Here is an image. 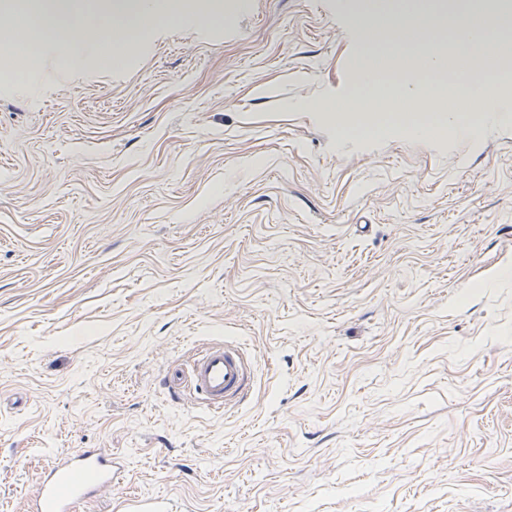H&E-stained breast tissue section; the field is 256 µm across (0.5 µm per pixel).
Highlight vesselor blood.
<instances>
[{"label": "vessel or blood", "instance_id": "1", "mask_svg": "<svg viewBox=\"0 0 512 512\" xmlns=\"http://www.w3.org/2000/svg\"><path fill=\"white\" fill-rule=\"evenodd\" d=\"M172 383L201 398L210 410L226 412L236 408L251 389L249 361L237 345L215 344L193 359L186 376L174 377ZM117 475L106 449L67 454L44 471L32 512H80L85 502L111 487Z\"/></svg>", "mask_w": 512, "mask_h": 512}]
</instances>
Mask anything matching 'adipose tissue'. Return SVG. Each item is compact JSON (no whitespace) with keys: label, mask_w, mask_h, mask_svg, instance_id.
I'll list each match as a JSON object with an SVG mask.
<instances>
[{"label":"adipose tissue","mask_w":512,"mask_h":512,"mask_svg":"<svg viewBox=\"0 0 512 512\" xmlns=\"http://www.w3.org/2000/svg\"><path fill=\"white\" fill-rule=\"evenodd\" d=\"M343 6L357 18L364 33L361 87L353 93L354 108L385 112L394 98L401 97L420 114L436 111L443 84L380 81L399 56L410 59L417 73L440 74L446 70L447 57L430 50L431 45L441 42L442 29L433 21L425 0H344ZM35 13L50 41L58 43L60 54L66 59L71 56L73 40L101 42L116 35L126 45L158 23L182 19L168 0H36ZM417 18L422 21L421 38L411 41L401 37L405 21ZM502 25L501 12L469 11L454 20L451 40L463 55L476 45L501 52L512 47V40L501 32Z\"/></svg>","instance_id":"ef3b65f1"}]
</instances>
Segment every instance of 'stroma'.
Here are the masks:
<instances>
[{"instance_id": "stroma-1", "label": "stroma", "mask_w": 512, "mask_h": 512, "mask_svg": "<svg viewBox=\"0 0 512 512\" xmlns=\"http://www.w3.org/2000/svg\"><path fill=\"white\" fill-rule=\"evenodd\" d=\"M252 2L0 62V512L81 448L80 512H512V97L342 138L357 21ZM227 339L224 414L169 378Z\"/></svg>"}]
</instances>
